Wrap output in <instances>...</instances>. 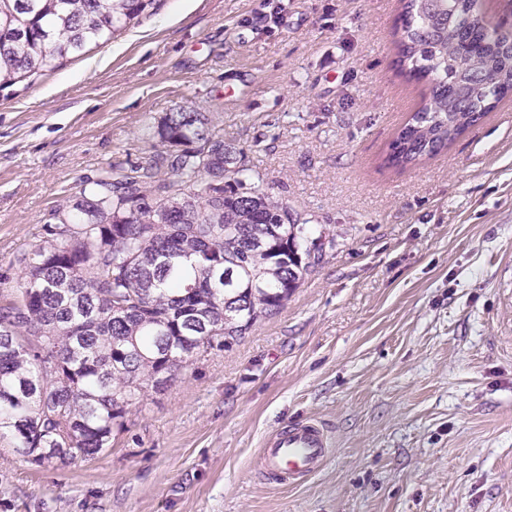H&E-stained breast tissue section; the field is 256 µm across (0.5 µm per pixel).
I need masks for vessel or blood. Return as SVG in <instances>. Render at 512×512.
Instances as JSON below:
<instances>
[{
	"label": "vessel or blood",
	"mask_w": 512,
	"mask_h": 512,
	"mask_svg": "<svg viewBox=\"0 0 512 512\" xmlns=\"http://www.w3.org/2000/svg\"><path fill=\"white\" fill-rule=\"evenodd\" d=\"M331 452L326 427L317 420L299 418L265 441L261 465L275 480L292 483L317 472Z\"/></svg>",
	"instance_id": "1"
}]
</instances>
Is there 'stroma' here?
I'll return each mask as SVG.
<instances>
[{
  "instance_id": "35a3bbf8",
  "label": "stroma",
  "mask_w": 512,
  "mask_h": 512,
  "mask_svg": "<svg viewBox=\"0 0 512 512\" xmlns=\"http://www.w3.org/2000/svg\"><path fill=\"white\" fill-rule=\"evenodd\" d=\"M399 0H162L111 43L0 91V275L108 165L196 110L310 222L322 261L279 313L202 354L97 458L0 440V512H512V99L448 149L386 164L425 82ZM313 417L333 451L293 484L265 438Z\"/></svg>"
}]
</instances>
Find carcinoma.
I'll list each match as a JSON object with an SVG mask.
<instances>
[{
    "label": "carcinoma",
    "mask_w": 512,
    "mask_h": 512,
    "mask_svg": "<svg viewBox=\"0 0 512 512\" xmlns=\"http://www.w3.org/2000/svg\"><path fill=\"white\" fill-rule=\"evenodd\" d=\"M475 0H402L400 70L430 86L392 142L439 154L512 93V45ZM157 0H0V91L103 45ZM144 165L108 166L43 227L0 304V438L37 466L94 459L151 391L277 314L322 259L308 221L236 167L201 112L166 115Z\"/></svg>",
    "instance_id": "obj_1"
}]
</instances>
